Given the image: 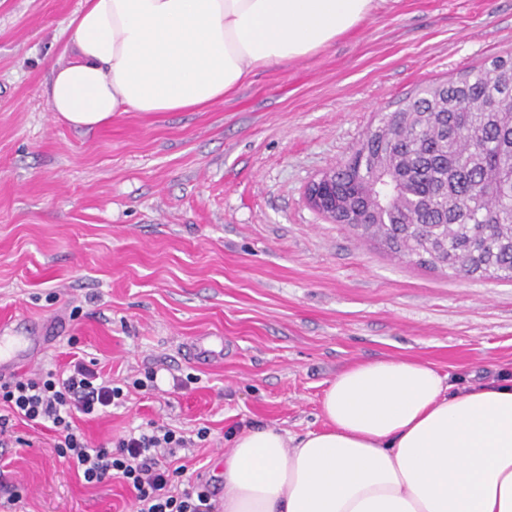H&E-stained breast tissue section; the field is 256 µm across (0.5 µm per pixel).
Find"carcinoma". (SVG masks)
Instances as JSON below:
<instances>
[{"label":"carcinoma","mask_w":512,"mask_h":512,"mask_svg":"<svg viewBox=\"0 0 512 512\" xmlns=\"http://www.w3.org/2000/svg\"><path fill=\"white\" fill-rule=\"evenodd\" d=\"M448 86L442 117L433 85L420 88L363 146L381 169L346 171L341 182L371 209L352 228L420 264L512 280V78L493 65ZM397 181L387 207L374 209L381 178Z\"/></svg>","instance_id":"cac0c4a2"}]
</instances>
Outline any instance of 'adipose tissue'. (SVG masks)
Listing matches in <instances>:
<instances>
[{"label": "adipose tissue", "instance_id": "ef3b65f1", "mask_svg": "<svg viewBox=\"0 0 512 512\" xmlns=\"http://www.w3.org/2000/svg\"><path fill=\"white\" fill-rule=\"evenodd\" d=\"M377 0H84L45 89L92 130L116 112H182L351 32ZM322 429L235 436L224 512H512V377L454 389L407 358L348 365Z\"/></svg>", "mask_w": 512, "mask_h": 512}]
</instances>
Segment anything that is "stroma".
Returning a JSON list of instances; mask_svg holds the SVG:
<instances>
[{
  "label": "stroma",
  "mask_w": 512,
  "mask_h": 512,
  "mask_svg": "<svg viewBox=\"0 0 512 512\" xmlns=\"http://www.w3.org/2000/svg\"><path fill=\"white\" fill-rule=\"evenodd\" d=\"M82 4L0 0V316L53 324L39 367L79 356L117 383L156 370V390L82 422L89 441L150 421L208 427L176 463L217 493L234 433L319 429L348 364L409 358L463 386L512 372V282L407 262L305 195L418 87L512 52V0H380L348 35L223 102L118 112L87 132L44 94ZM196 336L223 342L221 363L189 355ZM0 512H133V494L86 483L52 431L15 419Z\"/></svg>",
  "instance_id": "stroma-1"
}]
</instances>
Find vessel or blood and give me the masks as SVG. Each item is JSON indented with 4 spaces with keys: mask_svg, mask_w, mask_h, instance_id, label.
Masks as SVG:
<instances>
[{
    "mask_svg": "<svg viewBox=\"0 0 512 512\" xmlns=\"http://www.w3.org/2000/svg\"><path fill=\"white\" fill-rule=\"evenodd\" d=\"M52 328L45 322L34 323L19 332L9 320L0 321V376H7L37 361L51 343Z\"/></svg>",
    "mask_w": 512,
    "mask_h": 512,
    "instance_id": "1",
    "label": "vessel or blood"
}]
</instances>
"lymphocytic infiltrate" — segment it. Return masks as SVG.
Returning <instances> with one entry per match:
<instances>
[{
	"instance_id": "lymphocytic-infiltrate-1",
	"label": "lymphocytic infiltrate",
	"mask_w": 512,
	"mask_h": 512,
	"mask_svg": "<svg viewBox=\"0 0 512 512\" xmlns=\"http://www.w3.org/2000/svg\"><path fill=\"white\" fill-rule=\"evenodd\" d=\"M125 399L123 387L80 360L62 370L0 378V435L14 417L50 426L69 468L88 483L122 481L134 492V512H214L209 487L185 479L183 467L172 464L179 451L207 441L208 428L189 438L151 421L112 445L90 444L80 420L102 416Z\"/></svg>"
}]
</instances>
